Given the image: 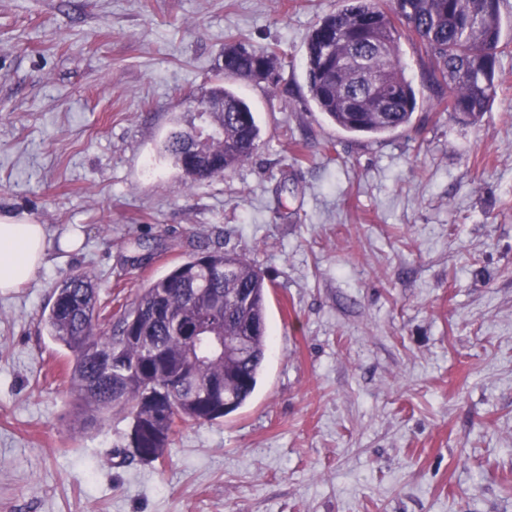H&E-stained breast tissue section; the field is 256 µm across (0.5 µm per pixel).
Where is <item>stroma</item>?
I'll list each match as a JSON object with an SVG mask.
<instances>
[{
  "instance_id": "stroma-1",
  "label": "stroma",
  "mask_w": 512,
  "mask_h": 512,
  "mask_svg": "<svg viewBox=\"0 0 512 512\" xmlns=\"http://www.w3.org/2000/svg\"><path fill=\"white\" fill-rule=\"evenodd\" d=\"M343 4L0 0V211L55 244L0 295V512H512V52L472 120L402 39L410 125L353 136L315 112L304 67ZM234 39L276 47L283 79H227L261 147L190 187L159 148ZM70 234L79 250L57 249ZM217 247L271 286L264 370L243 407L142 462L128 421L75 422L38 317L72 272L116 312Z\"/></svg>"
}]
</instances>
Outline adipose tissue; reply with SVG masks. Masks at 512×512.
Listing matches in <instances>:
<instances>
[{"label":"adipose tissue","instance_id":"adipose-tissue-1","mask_svg":"<svg viewBox=\"0 0 512 512\" xmlns=\"http://www.w3.org/2000/svg\"><path fill=\"white\" fill-rule=\"evenodd\" d=\"M50 242L43 225L18 213H0V293L30 282L48 264Z\"/></svg>","mask_w":512,"mask_h":512}]
</instances>
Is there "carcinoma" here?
<instances>
[{"label": "carcinoma", "instance_id": "cac0c4a2", "mask_svg": "<svg viewBox=\"0 0 512 512\" xmlns=\"http://www.w3.org/2000/svg\"><path fill=\"white\" fill-rule=\"evenodd\" d=\"M503 0H346L325 15L307 39L310 100L336 127L356 136L384 137L408 126L417 93L399 61L401 38H417L430 55L428 81L437 104L475 118L496 92L502 53ZM282 67L274 48L224 45V74L255 80L261 65ZM207 101L224 111L200 112V124L175 129L160 152L190 183L222 176L260 148V128L247 101L218 82ZM211 135L203 159L194 134ZM268 285L261 270L233 249L195 253L139 288L117 321L101 315L95 280L70 274L53 288L39 323L67 351L70 398L86 424L130 419L128 447L143 461L163 457L183 423L218 422L242 407L263 370L269 336ZM238 345L224 359L198 344L191 328Z\"/></svg>", "mask_w": 512, "mask_h": 512}]
</instances>
